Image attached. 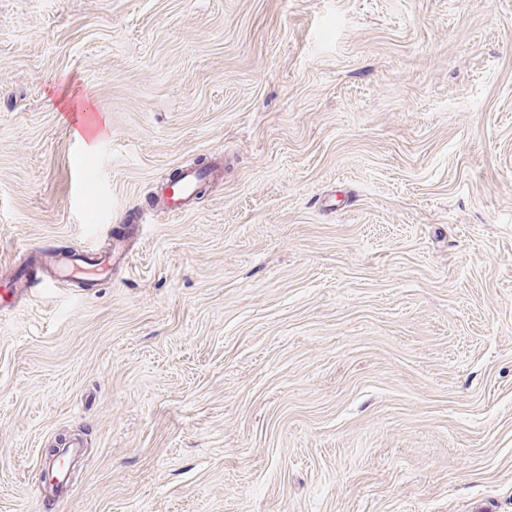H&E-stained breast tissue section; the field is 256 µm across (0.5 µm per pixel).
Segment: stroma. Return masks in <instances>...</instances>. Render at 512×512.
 <instances>
[{
    "label": "stroma",
    "mask_w": 512,
    "mask_h": 512,
    "mask_svg": "<svg viewBox=\"0 0 512 512\" xmlns=\"http://www.w3.org/2000/svg\"><path fill=\"white\" fill-rule=\"evenodd\" d=\"M116 238L0 316V512H512V0H0V289ZM220 167L217 161L212 168L201 171L200 168H188L181 171V179L175 186L166 187L168 190L162 196V211L170 215H179L186 211V206L203 177L219 175ZM128 260L124 252H100L95 246L86 245L82 249L64 255H46L38 257L34 265V281L24 277L21 288H7L11 291V299L0 296V312L13 310L16 304L33 290H45L56 286L61 281L74 283L78 287L81 276L92 270L100 275L112 270V266L125 264ZM39 288H32L37 287Z\"/></svg>",
    "instance_id": "stroma-1"
}]
</instances>
